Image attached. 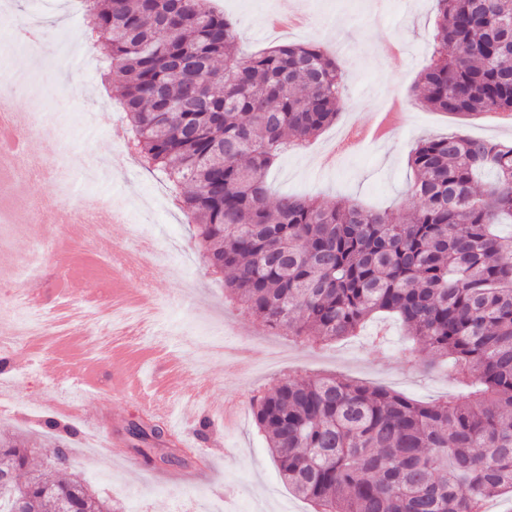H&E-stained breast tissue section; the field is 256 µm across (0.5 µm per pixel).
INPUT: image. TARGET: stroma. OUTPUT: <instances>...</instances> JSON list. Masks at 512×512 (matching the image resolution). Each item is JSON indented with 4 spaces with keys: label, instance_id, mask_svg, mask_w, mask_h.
Listing matches in <instances>:
<instances>
[{
    "label": "stroma",
    "instance_id": "stroma-1",
    "mask_svg": "<svg viewBox=\"0 0 512 512\" xmlns=\"http://www.w3.org/2000/svg\"><path fill=\"white\" fill-rule=\"evenodd\" d=\"M14 23L0 28V60L31 65L49 128H61L69 188L92 210L95 196L112 193L125 210L109 224L111 239H126L128 227L141 225L173 251L170 264L153 270L151 298L144 307L161 311L165 339L181 358L179 386L197 397L198 416L217 406L238 404L233 429L213 424L207 440L196 441L206 455L194 467L156 468L135 452L114 459L99 455L92 436L79 433L84 415L104 412L103 432L121 442L132 421L166 425L163 413L147 414L125 387L126 367L101 368L96 379L77 369L61 374L59 355L48 352L32 361L16 347L14 370L0 379V391L15 406L0 414V433L28 439L35 460L50 465L55 436L41 424L50 402L71 386L83 387L81 414L68 421L71 439L68 474L117 505L118 512H177L189 499L193 512H313L312 504L289 491L279 476L249 399L274 381L336 375L381 386L422 402L458 395V386L439 368L424 370L410 350L399 321L367 324L359 335L323 348H309L271 332L263 323L235 310L210 276L193 238V227L164 196L161 181L141 166L117 134L120 110L98 71L81 62L85 25L76 0H10ZM229 18L240 50L247 55L277 43L315 41L344 71V103L335 122L307 145L281 155L268 169L270 200L302 195L323 201L348 200L374 208L407 211L413 178L409 154L425 138L462 134L508 143L512 121L495 112L451 115L430 110L412 88L429 63L435 33L434 0H217ZM39 22L40 57L30 62L18 45L21 29ZM84 87L80 101L59 94L64 80ZM247 344L261 368L229 377L217 343Z\"/></svg>",
    "mask_w": 512,
    "mask_h": 512
}]
</instances>
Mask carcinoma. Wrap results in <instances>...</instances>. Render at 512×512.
Segmentation results:
<instances>
[{"label": "carcinoma", "mask_w": 512, "mask_h": 512, "mask_svg": "<svg viewBox=\"0 0 512 512\" xmlns=\"http://www.w3.org/2000/svg\"><path fill=\"white\" fill-rule=\"evenodd\" d=\"M86 35L130 149L168 182L224 295L309 345L396 316L425 365L477 390L423 403L336 377L284 378L250 400L281 480L318 512H485L512 494V144L454 135L410 155L406 214L291 195L266 171L343 105L316 42L239 54L212 0H83ZM413 92L448 114L512 112V0H437ZM494 181L475 191L479 175ZM149 463L162 430L132 423ZM33 449L0 437V512H112L77 479L17 478Z\"/></svg>", "instance_id": "1"}]
</instances>
